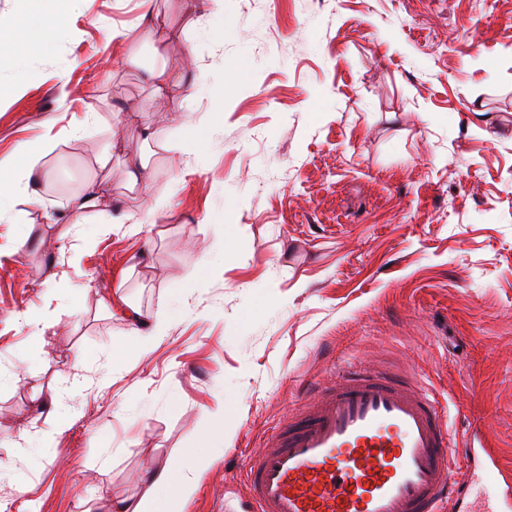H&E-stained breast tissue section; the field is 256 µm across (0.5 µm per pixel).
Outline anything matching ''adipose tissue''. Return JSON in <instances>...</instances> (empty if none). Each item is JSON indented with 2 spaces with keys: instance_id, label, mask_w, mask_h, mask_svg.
Here are the masks:
<instances>
[{
  "instance_id": "ef3b65f1",
  "label": "adipose tissue",
  "mask_w": 512,
  "mask_h": 512,
  "mask_svg": "<svg viewBox=\"0 0 512 512\" xmlns=\"http://www.w3.org/2000/svg\"><path fill=\"white\" fill-rule=\"evenodd\" d=\"M141 38L150 42L156 57H165L169 48L181 43L185 30L169 24L154 12H144L141 17ZM47 146L28 147L23 151L24 161L20 171L0 168V201L10 199L17 189H25L30 198H38L36 184L41 171L39 163L47 153ZM149 489L140 499L115 503L113 512H178L182 500L191 498L196 484L185 478L180 462L174 461L152 473Z\"/></svg>"
}]
</instances>
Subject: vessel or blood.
Masks as SVG:
<instances>
[{"mask_svg": "<svg viewBox=\"0 0 512 512\" xmlns=\"http://www.w3.org/2000/svg\"><path fill=\"white\" fill-rule=\"evenodd\" d=\"M461 459L500 471L479 428L452 448L445 408L412 373L355 366L313 384L242 474L250 512H473ZM482 512H512V482L491 486Z\"/></svg>", "mask_w": 512, "mask_h": 512, "instance_id": "vessel-or-blood-1", "label": "vessel or blood"}]
</instances>
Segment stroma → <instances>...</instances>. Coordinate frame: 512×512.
<instances>
[{
	"mask_svg": "<svg viewBox=\"0 0 512 512\" xmlns=\"http://www.w3.org/2000/svg\"><path fill=\"white\" fill-rule=\"evenodd\" d=\"M180 5L0 0L25 44L0 57V165L54 145L45 208L0 210V503L113 512L205 454L183 512H224L245 453L345 363L415 374L453 447L480 427L512 470V0H224L166 59L132 41L113 66V32ZM182 65L198 84L155 99L147 69ZM113 140L149 187L97 164ZM93 181L139 230L47 223Z\"/></svg>",
	"mask_w": 512,
	"mask_h": 512,
	"instance_id": "obj_1",
	"label": "stroma"
}]
</instances>
